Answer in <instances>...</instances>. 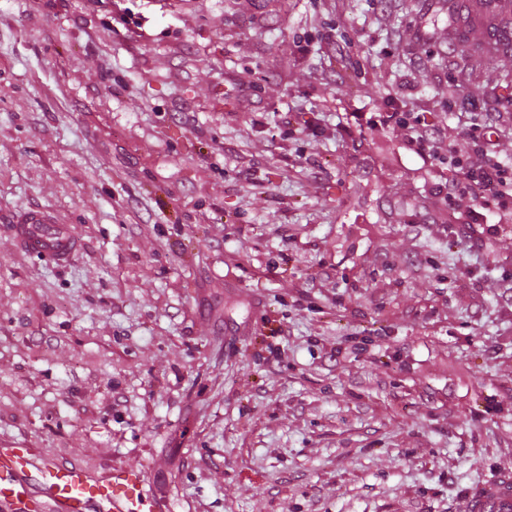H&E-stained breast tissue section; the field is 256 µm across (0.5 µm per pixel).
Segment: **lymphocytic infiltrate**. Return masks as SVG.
Here are the masks:
<instances>
[{
  "label": "lymphocytic infiltrate",
  "instance_id": "1",
  "mask_svg": "<svg viewBox=\"0 0 512 512\" xmlns=\"http://www.w3.org/2000/svg\"><path fill=\"white\" fill-rule=\"evenodd\" d=\"M437 106L436 97L422 95L396 103L393 111L382 113L381 122L400 129L406 149L433 161L438 146L448 138L447 125L425 120ZM508 127L512 128L511 112L486 113L482 121L459 129L463 148L448 149V171L440 175L435 189L444 194L463 226L488 222L497 230L512 224V160L501 156L497 143Z\"/></svg>",
  "mask_w": 512,
  "mask_h": 512
}]
</instances>
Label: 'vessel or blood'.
<instances>
[{
    "label": "vessel or blood",
    "mask_w": 512,
    "mask_h": 512,
    "mask_svg": "<svg viewBox=\"0 0 512 512\" xmlns=\"http://www.w3.org/2000/svg\"><path fill=\"white\" fill-rule=\"evenodd\" d=\"M10 234L19 250L56 265L71 262L80 251L71 226L45 209L19 211ZM143 485L144 476L136 469L96 478L81 467L40 459L30 448L0 449V512H95L105 504L112 512H140L144 507L161 512L158 504H146ZM470 510L512 512V484H486Z\"/></svg>",
    "instance_id": "1"
}]
</instances>
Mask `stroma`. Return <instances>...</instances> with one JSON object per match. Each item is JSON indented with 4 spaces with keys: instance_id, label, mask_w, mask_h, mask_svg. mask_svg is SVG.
<instances>
[{
    "instance_id": "1",
    "label": "stroma",
    "mask_w": 512,
    "mask_h": 512,
    "mask_svg": "<svg viewBox=\"0 0 512 512\" xmlns=\"http://www.w3.org/2000/svg\"><path fill=\"white\" fill-rule=\"evenodd\" d=\"M448 50L439 0H0V448L142 470L169 512H469L512 479V231L449 222L376 123L452 83L512 107V55ZM26 208L72 263L15 248ZM10 234L19 250L56 265L71 262L80 251V241L71 225L59 224L46 209L19 211L12 221Z\"/></svg>"
}]
</instances>
